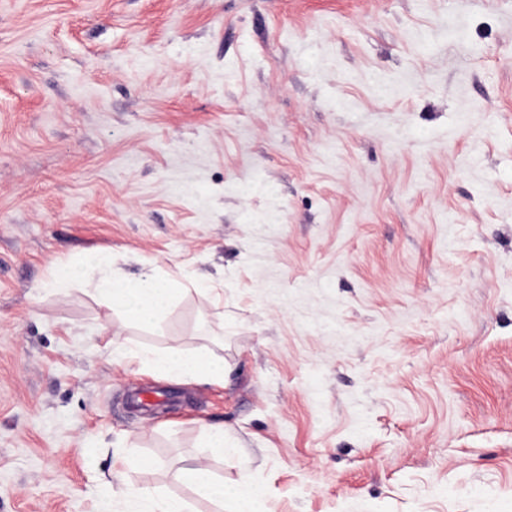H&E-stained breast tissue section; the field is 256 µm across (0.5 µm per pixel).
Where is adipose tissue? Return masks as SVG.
Masks as SVG:
<instances>
[{
    "mask_svg": "<svg viewBox=\"0 0 512 512\" xmlns=\"http://www.w3.org/2000/svg\"><path fill=\"white\" fill-rule=\"evenodd\" d=\"M82 272L97 275L96 293L102 302L113 311L144 325L156 322L183 290L179 279L159 274L153 269L135 277L113 274L112 256L108 253L93 255ZM140 357L168 375H192L204 379H220L224 376L223 363L204 358H186L158 351H144ZM180 477L200 496L219 501L223 512H261L257 505L259 494L255 489L224 486L216 482L209 470L201 464L186 463L180 469Z\"/></svg>",
    "mask_w": 512,
    "mask_h": 512,
    "instance_id": "ef3b65f1",
    "label": "adipose tissue"
}]
</instances>
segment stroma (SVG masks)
<instances>
[{
	"label": "stroma",
	"instance_id": "obj_1",
	"mask_svg": "<svg viewBox=\"0 0 512 512\" xmlns=\"http://www.w3.org/2000/svg\"><path fill=\"white\" fill-rule=\"evenodd\" d=\"M104 250L182 276L156 325L53 288ZM184 460L266 512H512V0H0V512H221ZM136 357L147 360L160 372L174 376L192 375L204 379H223L224 362L186 358L169 352L143 351ZM205 434L208 442V448L226 459L231 458L236 453V446L231 439L224 434V426L221 424L209 425L205 427ZM128 502V512H188L187 503L175 496L165 494H149L141 489L134 490Z\"/></svg>",
	"mask_w": 512,
	"mask_h": 512
}]
</instances>
